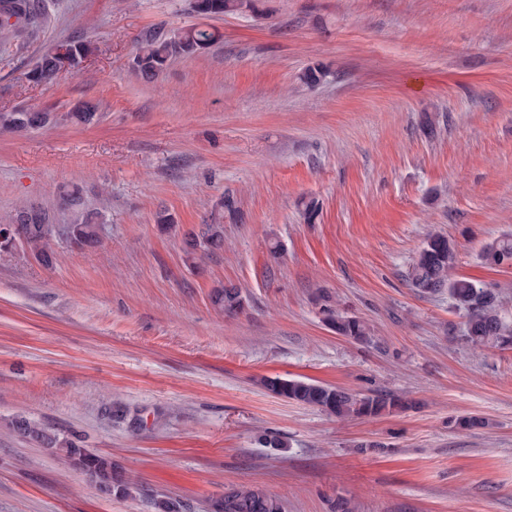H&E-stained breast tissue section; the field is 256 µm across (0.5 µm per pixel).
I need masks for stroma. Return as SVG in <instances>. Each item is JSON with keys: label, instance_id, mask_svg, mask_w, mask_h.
<instances>
[{"label": "stroma", "instance_id": "35a3bbf8", "mask_svg": "<svg viewBox=\"0 0 512 512\" xmlns=\"http://www.w3.org/2000/svg\"><path fill=\"white\" fill-rule=\"evenodd\" d=\"M200 21L187 0H47L32 30L0 27V112L57 117L0 133V219L26 205L70 223L76 185L103 221L100 246L57 243L49 268L0 251V512H211L241 485L287 512H512V348H473L448 295L406 278L443 233L455 274L512 318V265L479 258L512 233V0H251L210 18L211 48L137 79L145 32ZM73 38L92 46L79 66L29 80ZM82 101L99 122L63 121ZM204 224L223 248L186 259ZM230 284L235 317L212 301ZM327 305L368 342L337 336ZM276 376L414 406L341 420L268 394ZM467 415L487 427L454 426ZM19 416L111 457L140 494L101 495Z\"/></svg>", "mask_w": 512, "mask_h": 512}]
</instances>
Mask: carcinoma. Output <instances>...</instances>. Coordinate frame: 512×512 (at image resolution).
<instances>
[{"instance_id": "obj_1", "label": "carcinoma", "mask_w": 512, "mask_h": 512, "mask_svg": "<svg viewBox=\"0 0 512 512\" xmlns=\"http://www.w3.org/2000/svg\"><path fill=\"white\" fill-rule=\"evenodd\" d=\"M191 12L207 18L224 16L241 9L245 0H188ZM40 14L38 0H0V25L14 29L35 23ZM220 40L217 29L209 26H191L170 39L155 33L145 35L142 46L133 60L136 77L152 82L167 62L176 56H192ZM70 55L69 66L75 67L91 53L90 43L68 40L54 45L43 53L30 79L35 83L48 81L58 72L60 50ZM32 109H18L0 113V129L34 131L43 125L31 124ZM65 119L80 125L99 121L96 106L89 102L77 103ZM64 201L76 210L78 216L71 224H52L47 211L35 207L18 209L9 224H0V251L17 247L27 248L44 266L53 265V245L65 242L69 247L83 249L99 242V224L96 216L79 209L80 190L74 188L64 194ZM224 233L221 224H203L198 233L185 241V253L190 256L199 248L214 252L223 247ZM456 242L443 233L428 235L412 261L408 272L409 286L421 295L448 293L455 305L467 315L465 337L475 347L512 348V322L502 315L498 297L490 289L475 281L455 277L451 273L456 253ZM512 260V236L505 235L487 244L480 253V260L488 266H500ZM213 303L228 314L244 308V299L233 285L214 289ZM327 320L338 336L355 342H365L370 336L369 326L357 316L339 314L326 309ZM262 386L271 394L290 402L308 405L339 419H361L383 414L402 412L412 406V401L402 394L377 391L370 395L353 393L347 389L297 378H264ZM16 431L30 440L52 449L64 463L83 472L93 483L112 487V495L131 497L140 492L138 485L125 480L118 473L112 460L95 454L73 441H61L48 429L25 419L14 423ZM213 512H285L281 497L258 486H241L224 492L212 504Z\"/></svg>"}]
</instances>
